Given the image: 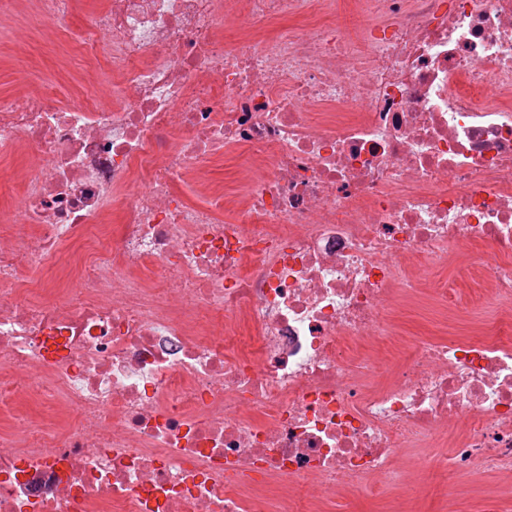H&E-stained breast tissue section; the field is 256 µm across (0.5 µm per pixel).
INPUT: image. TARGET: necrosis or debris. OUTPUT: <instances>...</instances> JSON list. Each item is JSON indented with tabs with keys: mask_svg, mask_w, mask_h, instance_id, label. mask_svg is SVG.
I'll use <instances>...</instances> for the list:
<instances>
[{
	"mask_svg": "<svg viewBox=\"0 0 512 512\" xmlns=\"http://www.w3.org/2000/svg\"><path fill=\"white\" fill-rule=\"evenodd\" d=\"M101 29L95 101L0 96V512H460L511 480L512 0H107ZM471 496L466 497L470 511L466 512H480L478 497L487 490H498L503 495V502L507 506L506 512H512V487L501 485V483L491 475L477 474L472 477L470 482Z\"/></svg>",
	"mask_w": 512,
	"mask_h": 512,
	"instance_id": "obj_1",
	"label": "necrosis or debris"
}]
</instances>
